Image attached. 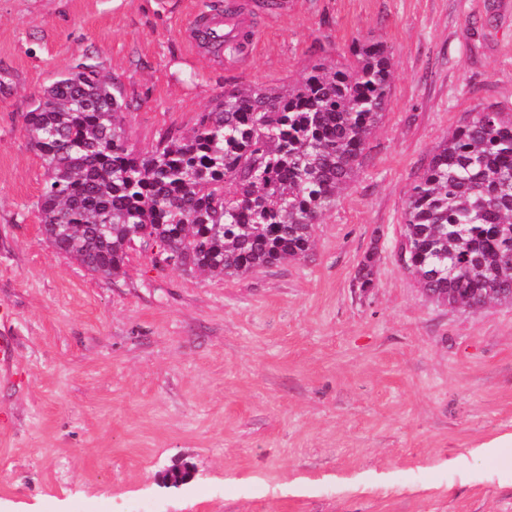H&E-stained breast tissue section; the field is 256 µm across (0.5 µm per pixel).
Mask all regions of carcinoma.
Instances as JSON below:
<instances>
[{"instance_id": "cac0c4a2", "label": "carcinoma", "mask_w": 512, "mask_h": 512, "mask_svg": "<svg viewBox=\"0 0 512 512\" xmlns=\"http://www.w3.org/2000/svg\"><path fill=\"white\" fill-rule=\"evenodd\" d=\"M392 89L384 45L295 83L231 90L136 151L126 103L81 63L24 116L47 179L37 210L60 254L116 276L136 243L154 265L240 277L309 255L313 225L355 176ZM400 261L440 304L512 302V113L488 106L437 145L406 193ZM372 256L358 271L373 285Z\"/></svg>"}]
</instances>
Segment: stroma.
<instances>
[{"mask_svg": "<svg viewBox=\"0 0 512 512\" xmlns=\"http://www.w3.org/2000/svg\"><path fill=\"white\" fill-rule=\"evenodd\" d=\"M205 2L0 0V512H512V457L481 450L512 433V304L433 302L397 259L437 145L512 109V0H288L241 75L184 44ZM369 39L391 96L310 259L224 277L138 249L113 277L46 241L23 118L60 72L97 65L142 150ZM181 464L194 480L164 487Z\"/></svg>", "mask_w": 512, "mask_h": 512, "instance_id": "35a3bbf8", "label": "stroma"}]
</instances>
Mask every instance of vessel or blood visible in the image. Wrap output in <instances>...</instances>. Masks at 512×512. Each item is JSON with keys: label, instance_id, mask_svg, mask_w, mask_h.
<instances>
[{"label": "vessel or blood", "instance_id": "obj_1", "mask_svg": "<svg viewBox=\"0 0 512 512\" xmlns=\"http://www.w3.org/2000/svg\"><path fill=\"white\" fill-rule=\"evenodd\" d=\"M185 29L195 54L236 69L244 66L261 33L253 0H225L223 7L193 11Z\"/></svg>", "mask_w": 512, "mask_h": 512}]
</instances>
